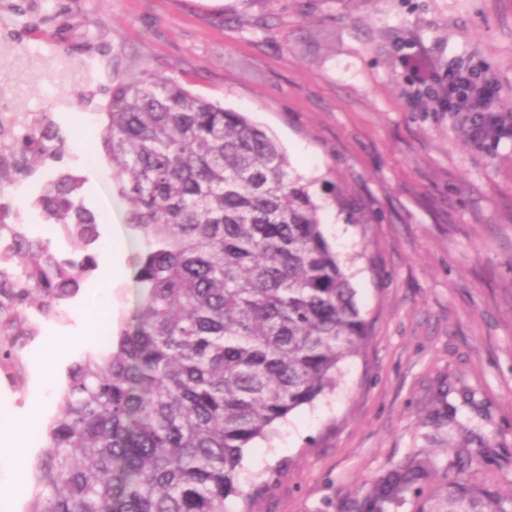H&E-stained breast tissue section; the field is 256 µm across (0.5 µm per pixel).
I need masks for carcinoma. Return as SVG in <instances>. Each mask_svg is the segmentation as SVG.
Masks as SVG:
<instances>
[{
  "label": "carcinoma",
  "instance_id": "1",
  "mask_svg": "<svg viewBox=\"0 0 512 512\" xmlns=\"http://www.w3.org/2000/svg\"><path fill=\"white\" fill-rule=\"evenodd\" d=\"M84 64H47L61 84ZM101 142L129 224L143 300L110 351L69 368L26 512H224L244 496V449L333 387L366 322L327 242L309 183L290 175L278 140L240 112L147 68L114 75ZM52 129L0 147L37 165L59 151ZM75 176L42 187L41 217L63 224L80 263L18 236L14 306L0 317V359L33 309L73 297L97 268L96 215ZM487 449L457 454L461 476L420 512H512V489L484 469ZM434 464L416 456L382 476L368 512L416 496Z\"/></svg>",
  "mask_w": 512,
  "mask_h": 512
}]
</instances>
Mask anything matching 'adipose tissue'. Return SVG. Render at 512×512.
Here are the masks:
<instances>
[{
	"mask_svg": "<svg viewBox=\"0 0 512 512\" xmlns=\"http://www.w3.org/2000/svg\"><path fill=\"white\" fill-rule=\"evenodd\" d=\"M124 240L125 235L121 232L116 233L112 238L113 247L106 252L102 260L100 273L102 295L87 303L82 314V329L75 335L52 339L45 348L43 356L45 365H52L53 361L72 344H90L94 341L97 332L107 325L110 318V307L105 302L103 294L127 278L129 274V267L126 263L127 251L123 246ZM40 432L41 427L36 421H21L9 406L0 404L1 448H12L16 452H23L30 443L38 439Z\"/></svg>",
	"mask_w": 512,
	"mask_h": 512,
	"instance_id": "obj_1",
	"label": "adipose tissue"
}]
</instances>
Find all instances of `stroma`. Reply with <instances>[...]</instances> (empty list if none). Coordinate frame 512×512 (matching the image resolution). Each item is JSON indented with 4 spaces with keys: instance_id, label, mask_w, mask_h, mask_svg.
I'll return each instance as SVG.
<instances>
[{
    "instance_id": "1",
    "label": "stroma",
    "mask_w": 512,
    "mask_h": 512,
    "mask_svg": "<svg viewBox=\"0 0 512 512\" xmlns=\"http://www.w3.org/2000/svg\"><path fill=\"white\" fill-rule=\"evenodd\" d=\"M0 69L11 109L53 113L67 148L55 169L83 179L98 217L92 253L125 224L111 167L80 163L98 140L112 71L141 66L246 113L310 181L325 238L366 320L335 386L244 452L246 499L228 512H363L374 482L415 454L454 478L459 448L486 444L512 486V138L475 146L458 116L411 106L406 53L437 69L484 63L512 110V0H0ZM99 73L57 99L45 60ZM342 202H335V195ZM365 223H358V216ZM96 277L62 301L78 329Z\"/></svg>"
}]
</instances>
